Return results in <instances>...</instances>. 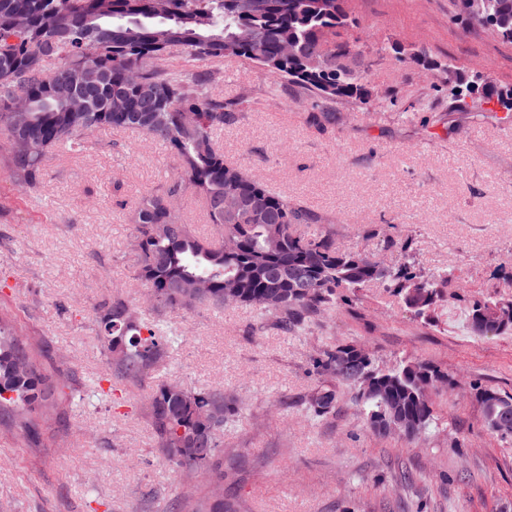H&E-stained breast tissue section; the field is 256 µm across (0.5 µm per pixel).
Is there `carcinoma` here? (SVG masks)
Here are the masks:
<instances>
[{"label":"carcinoma","mask_w":512,"mask_h":512,"mask_svg":"<svg viewBox=\"0 0 512 512\" xmlns=\"http://www.w3.org/2000/svg\"><path fill=\"white\" fill-rule=\"evenodd\" d=\"M485 19L512 43V0H485ZM352 24L345 0H0V142L8 146L13 178L44 186V161L64 146L82 147L95 131L136 132L162 143L179 159L178 176L148 190L135 204L131 251L134 280L152 295L153 320L122 294L95 308V335L109 359L114 384L142 387L168 361L180 333L166 314L193 307L256 306L276 325L295 333L336 308L372 281H382L422 323L432 326V308L444 301L442 286L455 278L443 270L426 278L410 262L382 267L373 257L336 248L334 234H298L296 224H322V216L272 192L262 181L224 160L215 132L235 120L211 88L224 72L162 69L175 48L198 61L243 58L295 85L311 98L310 122L321 130L336 124L332 103L355 98L369 109L373 99L358 80L368 71L359 41L339 32ZM57 62L50 70L49 62ZM192 191L206 206L218 235H200L183 218L180 200ZM238 208L224 206L229 194ZM202 281L205 293L187 301L183 289ZM471 331L478 336L512 332V300L469 303ZM348 358L344 368L336 367ZM313 370L326 384L308 399L316 417L336 406V382L355 390L354 401L374 433L391 400L404 406L412 440L435 419L426 386H441L448 374L433 364L407 360L382 368L353 345L323 349ZM375 389L366 393L368 379ZM167 382L148 386L143 411L151 421L163 459L192 477L211 473L224 482V428L239 413L221 389L183 388ZM486 427L512 444V394L476 387ZM54 395V384L34 360L29 344L0 327V413L17 420L34 447L40 433L30 417ZM220 420L211 419L213 407ZM187 438L207 452L185 462L177 449Z\"/></svg>","instance_id":"carcinoma-1"}]
</instances>
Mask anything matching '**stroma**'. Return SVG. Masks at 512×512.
I'll return each instance as SVG.
<instances>
[{"label": "stroma", "mask_w": 512, "mask_h": 512, "mask_svg": "<svg viewBox=\"0 0 512 512\" xmlns=\"http://www.w3.org/2000/svg\"><path fill=\"white\" fill-rule=\"evenodd\" d=\"M346 6L344 35L369 62L365 85L391 100L368 110L337 100L341 120L322 132L302 90L273 89L263 70L227 58L216 93L237 119L218 142L225 159L321 215L338 249L408 261L424 276L454 268L459 302L427 326L376 281L298 334L246 305L182 310L186 333L155 378L239 399L224 432V499L235 512H512V446L486 429L476 391L512 393V333L474 335L466 307L512 299V118L480 95L457 109L441 73L452 63L512 95V44L454 23L452 0ZM416 47L436 69L410 61ZM7 157L0 146V316L49 344L47 370L74 381L57 393L62 421L40 429L44 448L0 424V512H176L209 479L186 483L166 464L141 390L127 388L118 408L97 394L108 366L93 328L96 305L133 274L128 204L174 177L178 160L140 134L101 131L48 155L45 187L27 190ZM344 344L382 366L419 359L447 372L425 434L375 435L342 383L333 415L307 413L321 383L313 357Z\"/></svg>", "instance_id": "stroma-1"}]
</instances>
